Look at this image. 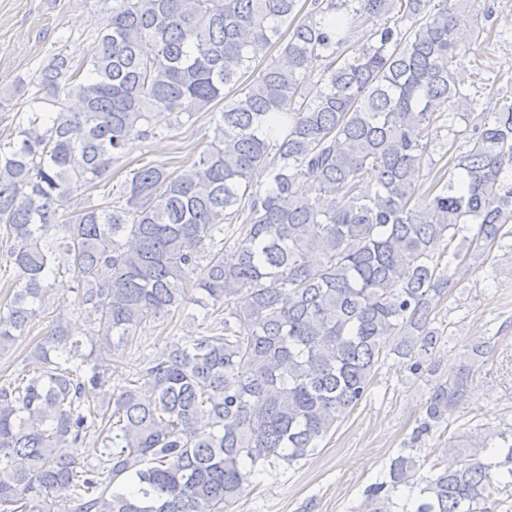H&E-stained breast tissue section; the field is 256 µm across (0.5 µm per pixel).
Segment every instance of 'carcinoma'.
Instances as JSON below:
<instances>
[{"label": "carcinoma", "mask_w": 512, "mask_h": 512, "mask_svg": "<svg viewBox=\"0 0 512 512\" xmlns=\"http://www.w3.org/2000/svg\"><path fill=\"white\" fill-rule=\"evenodd\" d=\"M473 12L475 0H112L91 60L61 51L31 78L29 109L0 140V250L16 271L0 353L61 273L92 332L52 320L28 374L0 384V512H224L251 477L315 455L371 398L382 357L426 370L453 243L512 238V104L481 115L456 174L418 183L432 126L469 98L457 58L479 37L463 23ZM315 71L324 88L310 98ZM226 88L235 97L197 159L133 169L59 221L128 141L157 136L156 114L178 124ZM244 211L227 265L224 225ZM189 302L209 334L112 379L104 357ZM485 347L473 340L431 386L414 440L469 403ZM87 439L95 466L68 452ZM365 497L367 512H498L512 498V427L457 432L433 460L403 448Z\"/></svg>", "instance_id": "1"}]
</instances>
